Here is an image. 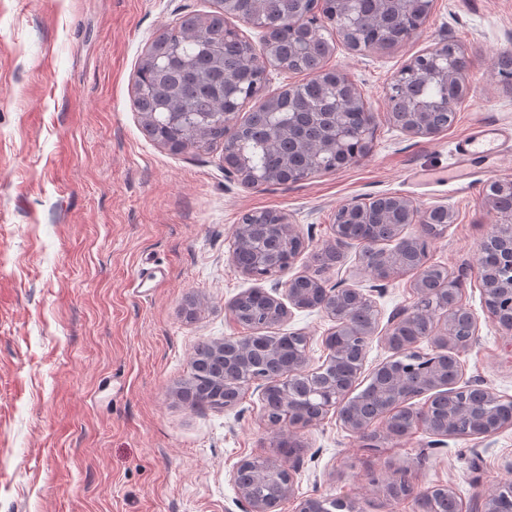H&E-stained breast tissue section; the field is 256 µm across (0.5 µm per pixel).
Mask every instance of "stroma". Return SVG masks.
I'll return each mask as SVG.
<instances>
[{"label":"stroma","mask_w":512,"mask_h":512,"mask_svg":"<svg viewBox=\"0 0 512 512\" xmlns=\"http://www.w3.org/2000/svg\"><path fill=\"white\" fill-rule=\"evenodd\" d=\"M214 0H0V512H245L233 480L255 456L301 446L294 494L355 501L359 512H419L416 494L450 487L465 512H484L493 487L512 484V427L485 437L424 433L368 445L335 415L297 432L261 417L255 385L229 409L177 396L197 347L244 332L230 302L271 280L232 261L244 213L288 215L306 243L291 274L314 271L333 239L336 209L399 194L418 212L448 207L453 221L428 243L478 319L458 355L465 378L512 398V334L487 311L480 246L511 217L487 206L494 180L512 178V142L496 167L472 162L456 180L452 150L472 128L512 130V86L498 69L512 52V0H433L426 24L387 51L337 41L328 67L371 106L370 153L297 183L245 187L224 170L222 147L171 152L149 139L132 107L146 49ZM449 41L465 53L470 92L453 125L415 137L396 127L390 86L413 57ZM342 248L327 286L370 293L379 323L417 300L413 273L378 278ZM333 326L321 310H292L275 334L309 338V370L327 356ZM404 472L415 493L393 497Z\"/></svg>","instance_id":"stroma-1"}]
</instances>
